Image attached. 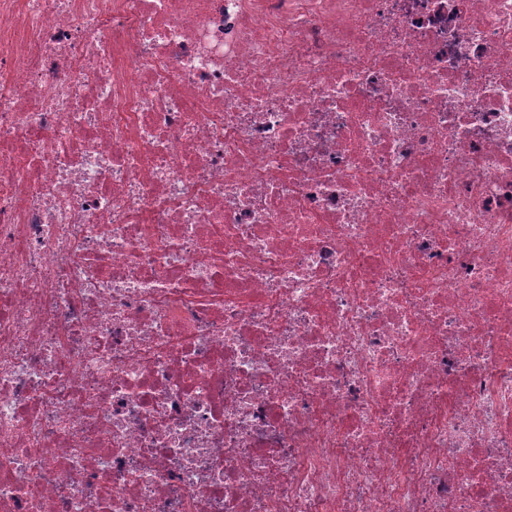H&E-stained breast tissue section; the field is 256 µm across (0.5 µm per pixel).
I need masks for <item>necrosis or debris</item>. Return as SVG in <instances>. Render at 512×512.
I'll return each mask as SVG.
<instances>
[{"label": "necrosis or debris", "mask_w": 512, "mask_h": 512, "mask_svg": "<svg viewBox=\"0 0 512 512\" xmlns=\"http://www.w3.org/2000/svg\"><path fill=\"white\" fill-rule=\"evenodd\" d=\"M0 512H512V0H0Z\"/></svg>", "instance_id": "necrosis-or-debris-1"}]
</instances>
